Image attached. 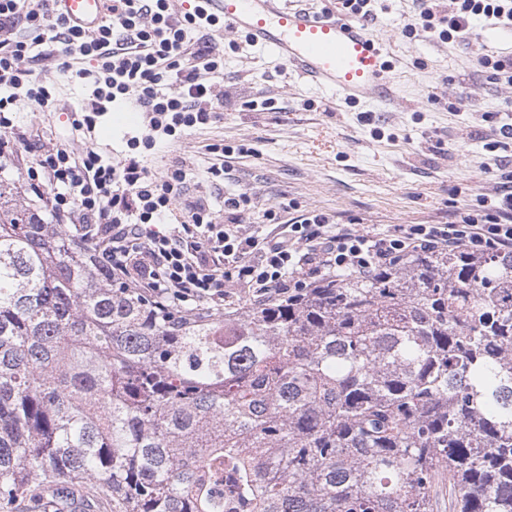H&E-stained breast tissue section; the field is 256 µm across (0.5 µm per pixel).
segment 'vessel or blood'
Listing matches in <instances>:
<instances>
[{
	"label": "vessel or blood",
	"instance_id": "obj_1",
	"mask_svg": "<svg viewBox=\"0 0 512 512\" xmlns=\"http://www.w3.org/2000/svg\"><path fill=\"white\" fill-rule=\"evenodd\" d=\"M110 0H53L57 14L86 33L105 19ZM224 28L246 36L314 85L349 102L390 93L396 63L364 23L325 11L284 6L283 0H207Z\"/></svg>",
	"mask_w": 512,
	"mask_h": 512
}]
</instances>
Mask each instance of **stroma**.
Here are the masks:
<instances>
[{
    "label": "stroma",
    "mask_w": 512,
    "mask_h": 512,
    "mask_svg": "<svg viewBox=\"0 0 512 512\" xmlns=\"http://www.w3.org/2000/svg\"><path fill=\"white\" fill-rule=\"evenodd\" d=\"M375 8L369 28L398 64L391 97L346 103L300 79L272 52L219 29L211 38L224 51V73L204 80L223 96L210 123L179 140L157 142L143 152L145 166L159 175L185 162L189 195H205L219 219L225 193L246 190L251 205L239 228L248 235L261 229L264 210L274 205L385 232L396 224L447 221L453 210L494 195L500 165H512V145L493 152L485 145L512 121V85L488 79L476 56L510 55L512 41L445 43L420 31L407 35L413 0H377ZM39 51L32 68L51 86L54 103L21 104L14 119L37 130L46 147L81 149L74 125L90 106L89 85L61 43L44 39ZM264 99L272 108H251V101ZM145 127L135 101L105 106L95 130L103 161H123L128 140ZM211 144L232 147V181L210 182Z\"/></svg>",
    "instance_id": "1"
}]
</instances>
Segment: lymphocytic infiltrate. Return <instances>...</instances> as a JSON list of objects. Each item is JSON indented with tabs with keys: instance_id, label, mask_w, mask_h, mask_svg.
<instances>
[{
	"instance_id": "1",
	"label": "lymphocytic infiltrate",
	"mask_w": 512,
	"mask_h": 512,
	"mask_svg": "<svg viewBox=\"0 0 512 512\" xmlns=\"http://www.w3.org/2000/svg\"><path fill=\"white\" fill-rule=\"evenodd\" d=\"M49 2L0 0L1 135L34 143L12 112L20 100L45 107L52 99L31 68L33 51L49 30L67 56L94 63L78 72L89 80L93 100L77 130L94 133L103 103L125 99L149 117L146 133L128 142L133 151L153 148L158 136L177 140L209 123L215 93L200 75L222 73L224 53L210 39L221 20L204 4L180 16L172 0H112L109 20L88 36L53 13ZM417 2L405 33L421 30L448 42L472 36L478 20L512 28V0H452L445 15L435 0ZM19 21L27 30L20 38L12 34ZM34 175L48 187L57 220L95 228L99 260L113 281L139 288L160 310H220L231 288L255 301L285 297L321 280L369 275L416 251L512 252V171L479 208L463 209L445 224H398L387 234L371 224L337 225L318 211L285 222L273 206L263 217L279 232L246 235L238 224L251 203L248 193L225 195L219 220L205 196L186 197L183 164L154 175L133 155L114 166L89 142L78 151L56 147L39 154ZM179 202L183 220L160 231Z\"/></svg>"
}]
</instances>
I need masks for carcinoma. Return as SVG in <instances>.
<instances>
[{"instance_id": "cac0c4a2", "label": "carcinoma", "mask_w": 512, "mask_h": 512, "mask_svg": "<svg viewBox=\"0 0 512 512\" xmlns=\"http://www.w3.org/2000/svg\"><path fill=\"white\" fill-rule=\"evenodd\" d=\"M512 512V254L215 317L112 284L0 177V506Z\"/></svg>"}]
</instances>
